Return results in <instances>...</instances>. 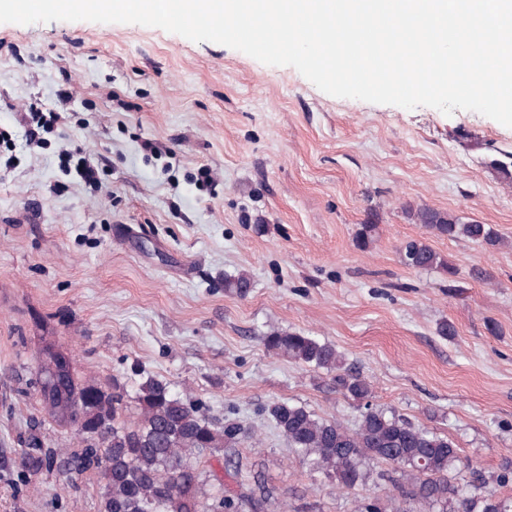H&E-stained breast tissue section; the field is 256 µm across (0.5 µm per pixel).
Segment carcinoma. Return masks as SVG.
<instances>
[{
  "mask_svg": "<svg viewBox=\"0 0 512 512\" xmlns=\"http://www.w3.org/2000/svg\"><path fill=\"white\" fill-rule=\"evenodd\" d=\"M413 217L440 237H464L488 248L502 241L492 226L465 222L448 211L423 207ZM404 262L419 270H440L448 281L456 282V266L422 240L405 243ZM252 287L246 273L224 276V290L240 298ZM263 341L268 350L297 364L335 373L336 387L363 405L353 427L319 418L301 404L275 402L267 408L288 447L338 487L355 488L364 480L362 463L375 461L401 473L408 499L428 507V512H512V497L498 491L512 481L508 473L497 476L491 486L462 460L447 435L372 407L370 384L342 370V357L334 345L287 330H272ZM50 384L54 392L51 417L64 425L72 419L80 423L76 435L87 442L88 459L100 469V512H226L229 501L234 502L235 512H265L272 490L257 479L254 488L243 495L229 493L224 481L216 477L215 494L207 501L201 498L204 479L197 456L210 448L236 445L239 428L217 426L194 402L172 394L163 381L149 376L138 383L139 413L135 417L123 415L127 392L121 386L108 394L72 371L55 384L48 374L37 379L43 388ZM28 447L22 457L24 469L37 473L50 465L51 458L41 452L37 438H30ZM451 470L469 471L480 493L464 496L471 483L451 482Z\"/></svg>",
  "mask_w": 512,
  "mask_h": 512,
  "instance_id": "cac0c4a2",
  "label": "carcinoma"
}]
</instances>
